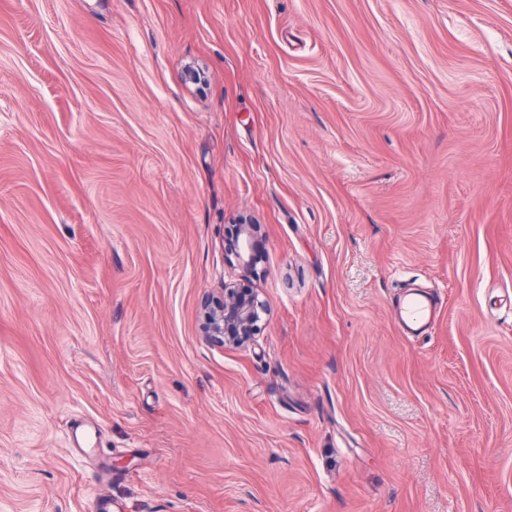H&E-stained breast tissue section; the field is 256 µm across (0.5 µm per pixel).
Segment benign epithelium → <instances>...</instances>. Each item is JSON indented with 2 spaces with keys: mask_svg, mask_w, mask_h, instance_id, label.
<instances>
[{
  "mask_svg": "<svg viewBox=\"0 0 512 512\" xmlns=\"http://www.w3.org/2000/svg\"><path fill=\"white\" fill-rule=\"evenodd\" d=\"M229 250L238 260L242 277H250L261 256L256 225L247 222L236 225ZM265 313L266 306L254 289L242 283L226 287L222 296L205 303V336L221 347H243L253 340Z\"/></svg>",
  "mask_w": 512,
  "mask_h": 512,
  "instance_id": "1",
  "label": "benign epithelium"
}]
</instances>
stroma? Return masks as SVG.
I'll list each match as a JSON object with an SVG mask.
<instances>
[{
	"label": "stroma",
	"mask_w": 512,
	"mask_h": 512,
	"mask_svg": "<svg viewBox=\"0 0 512 512\" xmlns=\"http://www.w3.org/2000/svg\"><path fill=\"white\" fill-rule=\"evenodd\" d=\"M97 497L512 512V0H0V512ZM236 234L231 237L229 250L235 255L242 269V277L249 278L261 256V248L256 238V225L247 222L236 224ZM266 311L263 301L248 285L225 287L221 297L205 303V336L220 347H243L253 340ZM429 306L417 294H410L400 306L399 322L406 331H414V328L429 318Z\"/></svg>",
	"instance_id": "35a3bbf8"
}]
</instances>
